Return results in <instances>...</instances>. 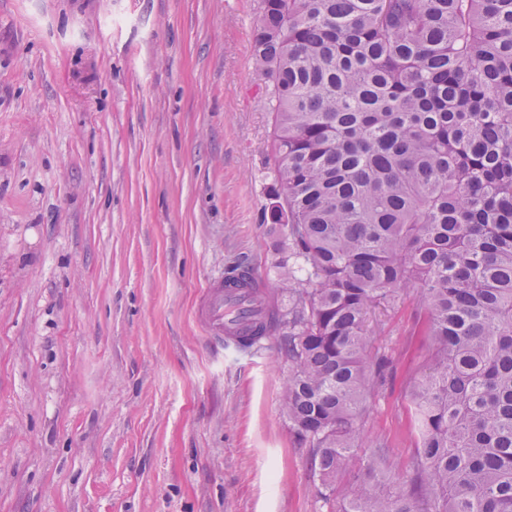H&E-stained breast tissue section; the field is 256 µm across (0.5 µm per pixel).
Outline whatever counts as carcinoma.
I'll return each mask as SVG.
<instances>
[{
  "label": "carcinoma",
  "mask_w": 512,
  "mask_h": 512,
  "mask_svg": "<svg viewBox=\"0 0 512 512\" xmlns=\"http://www.w3.org/2000/svg\"><path fill=\"white\" fill-rule=\"evenodd\" d=\"M288 226V313L247 289L245 347L279 328L282 408L339 512H512V0H261L253 30ZM416 294L434 355L410 492L336 478L379 382L369 312Z\"/></svg>",
  "instance_id": "1"
}]
</instances>
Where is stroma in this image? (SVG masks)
Listing matches in <instances>:
<instances>
[{"label": "stroma", "mask_w": 512, "mask_h": 512, "mask_svg": "<svg viewBox=\"0 0 512 512\" xmlns=\"http://www.w3.org/2000/svg\"><path fill=\"white\" fill-rule=\"evenodd\" d=\"M260 0H0V512H330L282 412L273 335L210 336L208 284L276 286ZM366 467L405 494L432 344L412 293L369 318Z\"/></svg>", "instance_id": "1"}]
</instances>
